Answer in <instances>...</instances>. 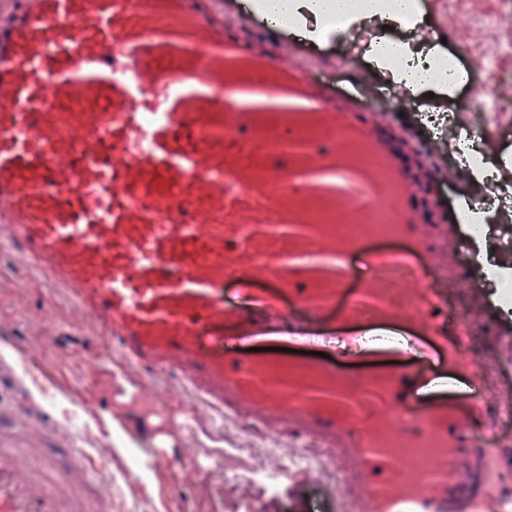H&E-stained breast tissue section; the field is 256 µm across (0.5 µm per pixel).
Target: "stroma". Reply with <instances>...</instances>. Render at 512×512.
I'll return each mask as SVG.
<instances>
[{
    "label": "stroma",
    "mask_w": 512,
    "mask_h": 512,
    "mask_svg": "<svg viewBox=\"0 0 512 512\" xmlns=\"http://www.w3.org/2000/svg\"><path fill=\"white\" fill-rule=\"evenodd\" d=\"M247 0H212L216 15L226 28L239 31L248 41L272 48L284 58L301 54L311 65L316 78L335 92L354 93L359 100L376 104L371 118L378 126L401 139L415 170L413 191L421 198L425 217L424 231L436 245L437 266H422L414 291L438 290L442 296L441 316L451 324L453 307H467L474 319L472 356L479 363V377L453 370L438 345L427 351H388L385 365H406L425 373L427 384L414 389L412 401L447 392L464 404L482 398L493 428L471 422L467 433L471 440L490 439L512 448V415L504 416L500 407L512 403V323L504 322L494 304L478 288L481 271L474 259L460 258L462 232L448 213L461 193L478 197L482 188L467 180L456 160L450 141L454 131L433 134L421 120L427 112L455 111L468 90L487 88L500 98H512V59L501 57L490 66H480L467 54L471 34L466 27L448 24L443 0H419L422 21L414 27L383 25L377 18L365 19L345 36L313 43L290 31H275L254 23L248 15ZM384 30L388 39L410 43L414 52L442 53L468 66L472 82L469 88L436 91L426 97L424 91L413 96H396L388 76L372 61L368 47L371 34ZM344 304H337L321 330L339 337L329 355L340 373L368 376L375 365L356 357L347 341L359 336L384 333L401 335V328L372 319L347 320ZM64 324L63 337L47 340L43 332L48 324ZM92 321L69 302L63 291L47 285L35 261L22 259L10 242L0 243V353L6 364L0 369V410L23 413L31 425L30 438H46L49 447L70 444L73 425L82 427V445L96 447L101 433L91 422L81 421L79 397L66 392H50L48 399L28 397L21 369L24 357L59 369L72 382L84 380L101 363L102 355L94 336ZM290 328L280 323L275 329L255 336H242L230 329L224 333V349L247 354L252 348H287ZM111 378H100L94 394L99 400L101 418L112 419L118 428L113 438H126L129 447H140L139 436H122V426L140 413L141 399L134 393L143 384H155L166 395L173 414L186 417V428L178 431V453L190 465L182 470H157L146 481L136 482L126 475L124 458L112 464V512H337L336 502L352 500L356 491L348 484L331 488L330 472H344L354 466L352 459L336 455L314 437H300L286 429H269L263 418L252 410L218 411L187 390L177 374L134 368L116 363ZM329 460V472L314 473L293 467L294 458ZM287 469L288 477L276 490L257 482L242 493L225 497L220 493L224 476L251 469L268 471Z\"/></svg>",
    "instance_id": "obj_1"
}]
</instances>
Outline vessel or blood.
<instances>
[{
	"instance_id": "1",
	"label": "vessel or blood",
	"mask_w": 512,
	"mask_h": 512,
	"mask_svg": "<svg viewBox=\"0 0 512 512\" xmlns=\"http://www.w3.org/2000/svg\"><path fill=\"white\" fill-rule=\"evenodd\" d=\"M0 23V236L92 318L126 362L181 372L215 409L262 411L268 423L355 455L358 512H485L502 485V452L474 446L475 407L410 406L420 381L403 369L343 375L327 359L266 358L204 347L202 332L243 318L224 306L227 278L274 280L254 294L269 321L283 299L322 321L338 301L349 317L408 321L388 304L392 269L349 285L341 247L402 239L432 256L412 219L406 177L385 138L346 96L224 27L209 0H14ZM285 149L263 150L269 134ZM388 202L392 219L362 224L341 192ZM144 447L175 468L167 429ZM0 415V512H112V455L24 448ZM427 451L419 474L406 451Z\"/></svg>"
}]
</instances>
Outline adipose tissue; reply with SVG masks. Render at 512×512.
Returning <instances> with one entry per match:
<instances>
[{
	"instance_id": "adipose-tissue-1",
	"label": "adipose tissue",
	"mask_w": 512,
	"mask_h": 512,
	"mask_svg": "<svg viewBox=\"0 0 512 512\" xmlns=\"http://www.w3.org/2000/svg\"><path fill=\"white\" fill-rule=\"evenodd\" d=\"M251 10L262 17L273 18L277 28L302 34L313 41L330 37L327 26L330 16L339 14L360 22L376 17L393 23H403L406 16L417 13L416 0H251ZM370 52L376 65L390 77L394 90H410L438 80L440 87H447V72L430 73L424 63L412 62L408 44L384 41L373 45Z\"/></svg>"
}]
</instances>
